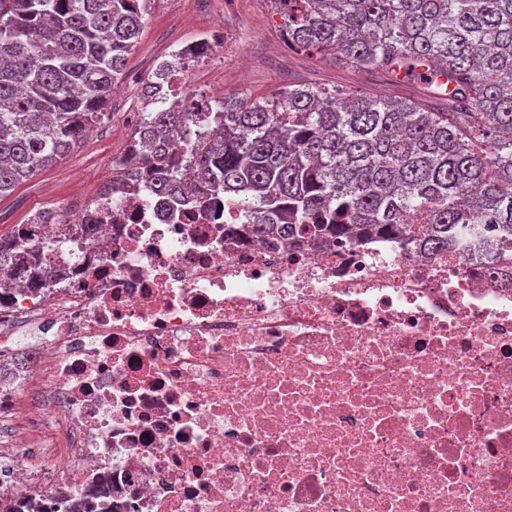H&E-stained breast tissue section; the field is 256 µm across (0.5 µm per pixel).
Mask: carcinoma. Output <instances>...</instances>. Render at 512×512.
<instances>
[{
	"label": "carcinoma",
	"mask_w": 512,
	"mask_h": 512,
	"mask_svg": "<svg viewBox=\"0 0 512 512\" xmlns=\"http://www.w3.org/2000/svg\"><path fill=\"white\" fill-rule=\"evenodd\" d=\"M288 47L359 69L423 79L435 102L300 85L271 98L198 93L168 110L146 84L112 195L139 178L182 200L176 141L192 189L241 193L251 233L386 234L438 254L451 242L491 261L512 253V0H270ZM151 0H0V197L51 166L106 117ZM424 210L422 236L402 217ZM495 226L487 249L482 225ZM0 236V287L45 275Z\"/></svg>",
	"instance_id": "carcinoma-1"
}]
</instances>
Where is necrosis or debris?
<instances>
[{"label": "necrosis or debris", "mask_w": 512, "mask_h": 512, "mask_svg": "<svg viewBox=\"0 0 512 512\" xmlns=\"http://www.w3.org/2000/svg\"><path fill=\"white\" fill-rule=\"evenodd\" d=\"M182 194L26 228L52 273L0 289V365L35 336L45 368L0 417L40 384L67 447L44 474L0 451V512H512V263L274 246Z\"/></svg>", "instance_id": "4bbe7bcc"}]
</instances>
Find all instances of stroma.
<instances>
[{
  "instance_id": "stroma-1",
  "label": "stroma",
  "mask_w": 512,
  "mask_h": 512,
  "mask_svg": "<svg viewBox=\"0 0 512 512\" xmlns=\"http://www.w3.org/2000/svg\"><path fill=\"white\" fill-rule=\"evenodd\" d=\"M282 19L269 0H153L147 24L128 56L126 74L106 106L109 119L95 124L52 166L0 198V235L42 212L74 210L112 179L134 127L143 89L158 65L180 46L218 33L220 43L188 76L187 90L212 97H271L290 85L346 87L373 96L420 97V82H399L380 70H359L288 48Z\"/></svg>"
}]
</instances>
